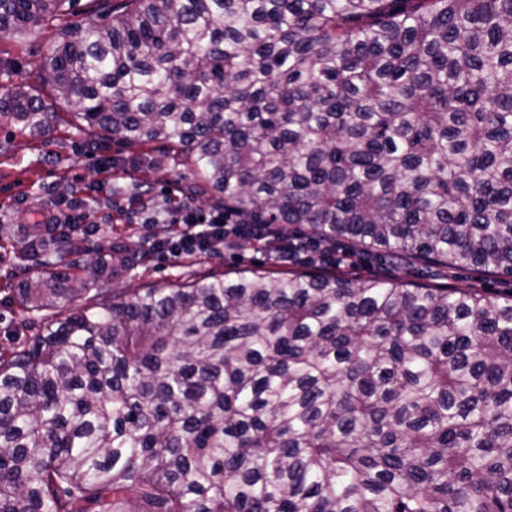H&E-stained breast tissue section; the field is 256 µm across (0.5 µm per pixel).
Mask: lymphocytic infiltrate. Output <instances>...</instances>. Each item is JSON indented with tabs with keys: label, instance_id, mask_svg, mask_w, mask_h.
I'll use <instances>...</instances> for the list:
<instances>
[{
	"label": "lymphocytic infiltrate",
	"instance_id": "lymphocytic-infiltrate-1",
	"mask_svg": "<svg viewBox=\"0 0 512 512\" xmlns=\"http://www.w3.org/2000/svg\"><path fill=\"white\" fill-rule=\"evenodd\" d=\"M141 213L145 223L168 225L167 234L154 239L153 246L174 261L242 242L258 244L267 258L278 265L325 263L333 261L335 255L330 243L299 233L278 236L265 225L220 207L199 211L184 204L166 210L145 206Z\"/></svg>",
	"mask_w": 512,
	"mask_h": 512
}]
</instances>
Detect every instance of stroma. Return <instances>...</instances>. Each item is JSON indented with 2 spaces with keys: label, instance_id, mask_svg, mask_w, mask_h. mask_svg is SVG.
<instances>
[{
  "label": "stroma",
  "instance_id": "35a3bbf8",
  "mask_svg": "<svg viewBox=\"0 0 512 512\" xmlns=\"http://www.w3.org/2000/svg\"><path fill=\"white\" fill-rule=\"evenodd\" d=\"M47 39L44 33L0 39V58L14 60L19 77H28L36 70ZM108 157L116 158L118 166L112 171L106 193L99 196L100 207L88 213L99 231L83 246L91 251L118 239L149 252L140 267L113 279L115 292L127 294L138 288L187 283L208 275L234 278L245 271L280 276L281 267L268 263L261 249L252 243H241L237 250L225 254L194 255L176 262L151 251L152 239L164 227L131 223L128 208L137 185L149 181L156 205L168 198L204 210L212 206L211 196L191 191L185 162L170 147L160 143L122 144L97 131L80 132L66 114L52 132L43 136L0 127V284L8 281L18 288L31 276L17 263L14 251L28 241L35 212L41 208L60 210V201L68 196L75 177H82L84 186L95 189L99 165ZM337 271L351 278L396 276L431 288H479L492 294L512 291L510 276H488L467 268L446 269L362 253L349 254Z\"/></svg>",
  "mask_w": 512,
  "mask_h": 512
}]
</instances>
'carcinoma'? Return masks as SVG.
Returning <instances> with one entry per match:
<instances>
[{"label":"carcinoma","mask_w":512,"mask_h":512,"mask_svg":"<svg viewBox=\"0 0 512 512\" xmlns=\"http://www.w3.org/2000/svg\"><path fill=\"white\" fill-rule=\"evenodd\" d=\"M73 2L0 0V39L57 28L34 83L0 62V126L60 103L277 233L512 277V0ZM84 253L16 255L0 512H512V293L298 269L125 296L147 252L90 279Z\"/></svg>","instance_id":"1"}]
</instances>
